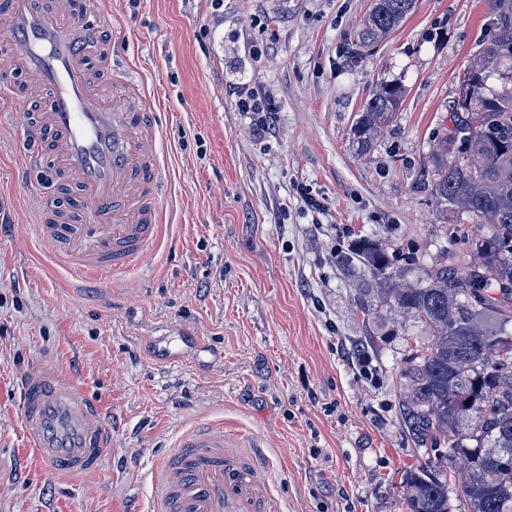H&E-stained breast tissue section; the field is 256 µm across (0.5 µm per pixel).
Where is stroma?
Returning <instances> with one entry per match:
<instances>
[{
    "instance_id": "stroma-1",
    "label": "stroma",
    "mask_w": 512,
    "mask_h": 512,
    "mask_svg": "<svg viewBox=\"0 0 512 512\" xmlns=\"http://www.w3.org/2000/svg\"><path fill=\"white\" fill-rule=\"evenodd\" d=\"M115 59L168 118L166 243L95 281L39 241L50 177L27 168L0 101V512H155L151 473L196 422L256 434L286 512H407L402 482L427 452L410 439L397 367L425 326L359 310L364 269L340 259L370 239L395 265L428 263L466 239L427 183L452 126L458 76L491 30L488 0H418L376 49L348 58L371 0H103ZM275 101L251 134L237 79ZM406 90L368 154L351 128L383 82ZM325 199L306 210L293 190ZM365 354L368 372L349 365ZM70 373L112 418L96 473L47 472L26 447V370Z\"/></svg>"
}]
</instances>
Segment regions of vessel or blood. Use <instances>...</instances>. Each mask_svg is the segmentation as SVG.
I'll return each mask as SVG.
<instances>
[{"label":"vessel or blood","mask_w":512,"mask_h":512,"mask_svg":"<svg viewBox=\"0 0 512 512\" xmlns=\"http://www.w3.org/2000/svg\"><path fill=\"white\" fill-rule=\"evenodd\" d=\"M9 50L0 52V100L26 112L18 141L28 166L61 176L35 226L54 259L87 278L154 254L167 170L156 103L112 64V19L93 0H0ZM107 73L112 99L95 89ZM31 76L37 95L19 91ZM20 417L29 447L53 473L98 472L112 446L103 407L56 368L23 376ZM258 437L223 424L187 428L153 473L156 512H283Z\"/></svg>","instance_id":"1"}]
</instances>
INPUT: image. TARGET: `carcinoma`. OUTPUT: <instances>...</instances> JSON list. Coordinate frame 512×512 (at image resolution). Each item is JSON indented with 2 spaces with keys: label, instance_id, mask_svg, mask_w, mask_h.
I'll list each match as a JSON object with an SVG mask.
<instances>
[{
  "label": "carcinoma",
  "instance_id": "cac0c4a2",
  "mask_svg": "<svg viewBox=\"0 0 512 512\" xmlns=\"http://www.w3.org/2000/svg\"><path fill=\"white\" fill-rule=\"evenodd\" d=\"M417 3L372 0L356 55L371 52ZM489 10L493 32L460 78L453 127L431 158V194L443 212H466L478 224L469 241L474 257L447 250L415 285L405 282L409 269L369 239L343 257L364 268L375 286L367 292L379 302L430 329L399 371L409 393L402 423L415 444L434 452L406 473L409 512H454V474L464 512H512V0H489ZM405 95L398 83L379 85L352 128L360 153L370 151Z\"/></svg>",
  "mask_w": 512,
  "mask_h": 512
}]
</instances>
